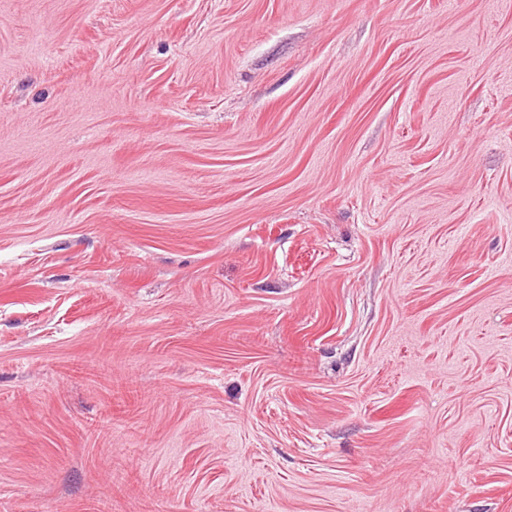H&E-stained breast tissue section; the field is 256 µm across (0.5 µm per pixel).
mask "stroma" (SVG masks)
<instances>
[{
	"label": "stroma",
	"mask_w": 512,
	"mask_h": 512,
	"mask_svg": "<svg viewBox=\"0 0 512 512\" xmlns=\"http://www.w3.org/2000/svg\"><path fill=\"white\" fill-rule=\"evenodd\" d=\"M0 512H512V0H0Z\"/></svg>",
	"instance_id": "stroma-1"
}]
</instances>
